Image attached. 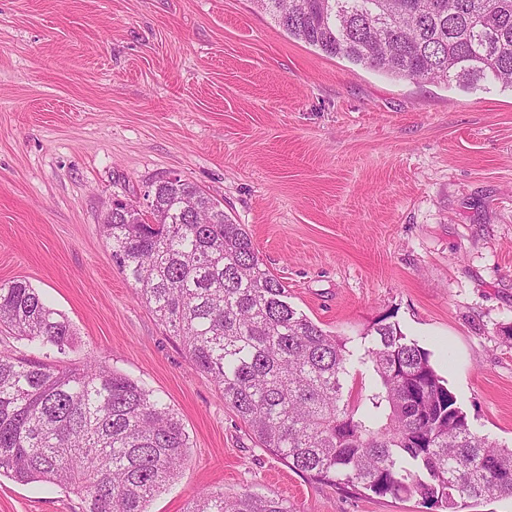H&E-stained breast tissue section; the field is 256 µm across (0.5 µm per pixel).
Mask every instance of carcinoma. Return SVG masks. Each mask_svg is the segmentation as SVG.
<instances>
[{
    "instance_id": "obj_1",
    "label": "carcinoma",
    "mask_w": 512,
    "mask_h": 512,
    "mask_svg": "<svg viewBox=\"0 0 512 512\" xmlns=\"http://www.w3.org/2000/svg\"><path fill=\"white\" fill-rule=\"evenodd\" d=\"M288 37L396 77L512 88V0H256ZM146 209L112 211V259L182 341L258 442L288 467L366 496L436 512L512 499V448L476 431L430 352L382 318L363 351L288 301L248 232L179 178ZM0 328L65 355L75 332L24 279L0 282ZM374 381L347 386L353 365ZM190 439L143 384L93 356L60 368L0 354V471L81 495V512H146L180 473ZM186 512H293L274 496L203 489Z\"/></svg>"
}]
</instances>
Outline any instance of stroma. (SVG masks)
I'll return each mask as SVG.
<instances>
[{"instance_id": "35a3bbf8", "label": "stroma", "mask_w": 512, "mask_h": 512, "mask_svg": "<svg viewBox=\"0 0 512 512\" xmlns=\"http://www.w3.org/2000/svg\"><path fill=\"white\" fill-rule=\"evenodd\" d=\"M177 174L251 235L290 302L333 336L390 317L469 422L512 446V91L325 56L255 0H0V281L23 279L89 356L181 418L190 460L148 512L204 488L295 512H424L288 468L137 296L102 224ZM0 475V512H81Z\"/></svg>"}]
</instances>
